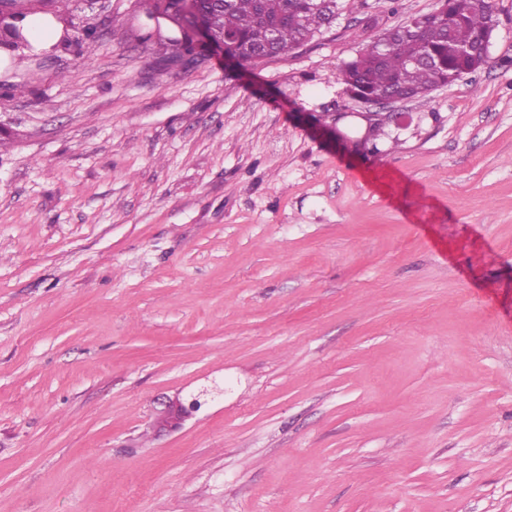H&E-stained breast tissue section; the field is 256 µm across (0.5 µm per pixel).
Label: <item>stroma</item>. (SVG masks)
Masks as SVG:
<instances>
[{"label": "stroma", "mask_w": 512, "mask_h": 512, "mask_svg": "<svg viewBox=\"0 0 512 512\" xmlns=\"http://www.w3.org/2000/svg\"><path fill=\"white\" fill-rule=\"evenodd\" d=\"M155 3L0 95V512H512V0L376 155L314 127L434 0L244 72ZM188 415V409L180 400L170 401L155 418L154 425L159 431H172L181 427Z\"/></svg>", "instance_id": "obj_1"}]
</instances>
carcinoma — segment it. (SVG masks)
Instances as JSON below:
<instances>
[{
	"label": "carcinoma",
	"instance_id": "cac0c4a2",
	"mask_svg": "<svg viewBox=\"0 0 512 512\" xmlns=\"http://www.w3.org/2000/svg\"><path fill=\"white\" fill-rule=\"evenodd\" d=\"M74 0H20V13L13 22L11 39L0 48L7 53L8 67L15 69L20 60L39 56L27 37L24 21L49 16L62 20L71 12ZM314 0H227L224 6L201 3L200 14L211 27L232 34L227 51L241 57L251 66L262 57L256 55L260 37L269 28L276 29L279 51L288 52L311 41L316 34L330 26L339 10L333 0L329 11L313 8ZM446 11L438 9L412 17L405 23L388 29L383 38L391 43L385 58L379 57V42L365 45L356 56L339 69L344 93L358 102H376L389 94L414 92L425 97L438 86H449L465 74L475 71L469 55L448 51L449 30L467 40L471 46L496 24V0H446ZM98 41L95 29L87 25L72 35L64 29L52 51L61 45H74L82 52H93ZM166 59L176 64L194 54L191 42L185 37L171 39Z\"/></svg>",
	"mask_w": 512,
	"mask_h": 512
}]
</instances>
